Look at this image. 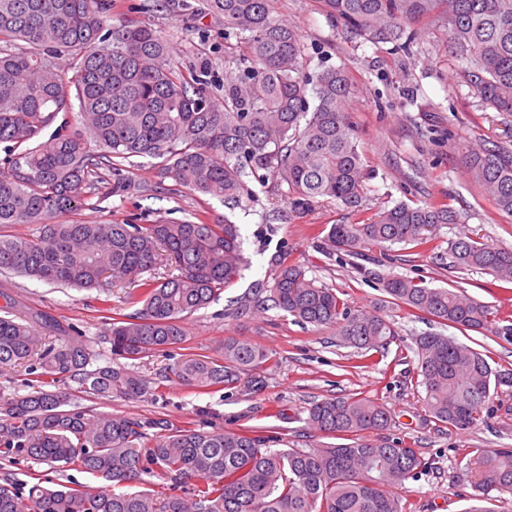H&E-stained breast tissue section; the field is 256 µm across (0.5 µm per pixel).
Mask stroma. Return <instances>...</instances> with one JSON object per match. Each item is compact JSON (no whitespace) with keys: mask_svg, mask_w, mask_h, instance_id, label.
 Here are the masks:
<instances>
[{"mask_svg":"<svg viewBox=\"0 0 512 512\" xmlns=\"http://www.w3.org/2000/svg\"><path fill=\"white\" fill-rule=\"evenodd\" d=\"M113 3L114 17L151 25L171 45L173 62L204 71L210 91L223 98L224 80L235 68L224 63L223 25L194 12L198 0ZM276 7L300 34L309 73L343 66L352 77L355 92L349 111L364 151L365 212L400 201L421 205L441 200L466 213L467 219L440 228L437 253L411 245L388 251L374 246L353 264L325 245L331 225L354 219L341 202L322 199L297 210L285 193L258 186L253 202L232 210L216 198L173 191L171 182H159L154 159L134 158L128 190L115 195L108 184H101L87 207L69 213V220L152 224L190 220L204 210L210 220L227 218L239 224L248 267L218 301L185 319L184 343L131 363V370L149 382L151 395L138 400L84 397L80 404L95 415L164 418L215 432L272 426L287 449L328 443V436L312 432L306 424L313 402L352 394L372 397L392 412L387 438L438 462L432 473L408 483L401 494L403 512H464L470 486L461 477L463 458L474 448H512V397H496L476 427L463 430L438 422L423 406L424 389L417 382V358L410 344L413 336L442 332L461 343L487 347L490 363L497 367L512 364V343L415 319L386 298L374 276L394 273L431 287L460 290L512 320V291L504 292L492 277L477 271H449L445 257L448 242L466 235L512 248V219L494 214L461 151L484 139L512 140V125L498 112L481 108L465 81L466 63L455 55L441 28L417 23L415 42L402 51L389 43L349 39L318 0H278ZM203 41L208 44L204 50L199 47ZM282 262L302 265L307 277L344 294L354 309L393 322L398 337L376 354L375 365L364 367L362 355L342 345L334 329L297 323L278 309L244 317L231 314L232 301L271 280ZM137 284L131 278L113 288L110 312L131 313L127 297ZM0 292L10 297L14 314L23 319L42 311L76 327L90 341L97 365L111 363L110 345L102 340L111 326L110 312H103L98 290L0 275ZM228 336L270 352L262 387L203 392L170 375V368L185 356L216 355ZM0 470L20 481L60 482L69 477L90 486L102 484L91 474L55 472L24 458Z\"/></svg>","mask_w":512,"mask_h":512,"instance_id":"35a3bbf8","label":"stroma"}]
</instances>
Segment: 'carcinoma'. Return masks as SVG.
I'll return each mask as SVG.
<instances>
[{
  "instance_id": "carcinoma-1",
  "label": "carcinoma",
  "mask_w": 512,
  "mask_h": 512,
  "mask_svg": "<svg viewBox=\"0 0 512 512\" xmlns=\"http://www.w3.org/2000/svg\"><path fill=\"white\" fill-rule=\"evenodd\" d=\"M276 0H202L201 13L224 24V62L238 75L216 102L207 81L170 60L151 26L108 23L112 0H0V224H36L39 234L0 236V274L108 291L144 272L129 297L134 312L112 318V357L141 360L185 341L183 321L218 300L246 264L239 228L211 223H47L78 210L98 185L112 194L131 184L125 163L158 160L157 174L177 186L233 207L251 198L248 185L273 184L299 204L317 198L361 205L363 151L349 118L354 87L343 67L314 75L305 45L276 15ZM347 33L407 48L406 26L430 18L445 28L466 82L481 104L512 117V0H322ZM469 171L496 214L512 218V144L485 140L465 151ZM447 203L400 202L353 224H333L327 249L359 258L368 246L414 245L435 252L442 224H461ZM176 274L157 271L161 256ZM448 269L475 270L512 286V249L470 236L448 242ZM376 279L409 314L441 325L512 340V323L461 292L397 274ZM269 292L273 306L302 324L336 329L339 340L376 354L397 332L384 317L351 309L297 264L280 265ZM246 316L260 298L235 301ZM44 338L33 325L0 309V368L28 364L23 391L0 396V447L54 468L90 473L109 483L54 487L0 483V512H402L397 491L433 469L408 445L377 439L390 428L386 405L366 396L313 403L307 423L346 440L312 448H273L263 430L215 433L163 418L90 415L74 401L112 396L137 400L151 391L124 366H92L85 337L52 318ZM423 402L436 420L468 429L506 387L512 368L442 333L414 338ZM269 352L235 337L215 357L187 358L172 372L199 390L263 383ZM157 430L155 438L148 431ZM463 476L474 505L512 495V448L473 450ZM194 481L182 496L148 489L151 478Z\"/></svg>"
}]
</instances>
